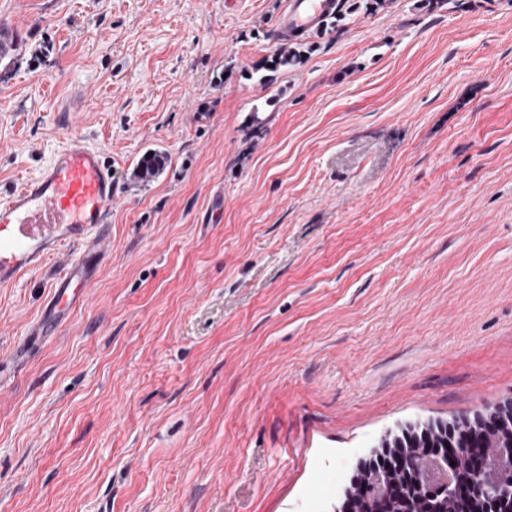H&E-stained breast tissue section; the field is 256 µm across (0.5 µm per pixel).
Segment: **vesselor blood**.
Segmentation results:
<instances>
[{
	"instance_id": "vessel-or-blood-1",
	"label": "vessel or blood",
	"mask_w": 512,
	"mask_h": 512,
	"mask_svg": "<svg viewBox=\"0 0 512 512\" xmlns=\"http://www.w3.org/2000/svg\"><path fill=\"white\" fill-rule=\"evenodd\" d=\"M335 10L336 0H286L277 35L285 39L311 31ZM114 197L112 169L103 152L77 135L36 177L0 196L1 287L51 257H67L30 338L56 335L86 301L96 270L110 257L106 243Z\"/></svg>"
}]
</instances>
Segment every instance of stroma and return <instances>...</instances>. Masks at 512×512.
<instances>
[{
    "label": "stroma",
    "instance_id": "stroma-1",
    "mask_svg": "<svg viewBox=\"0 0 512 512\" xmlns=\"http://www.w3.org/2000/svg\"><path fill=\"white\" fill-rule=\"evenodd\" d=\"M283 2L0 0V193L74 131L116 184L55 336L63 258L0 287V512H335L512 396V0H341L264 85Z\"/></svg>",
    "mask_w": 512,
    "mask_h": 512
}]
</instances>
